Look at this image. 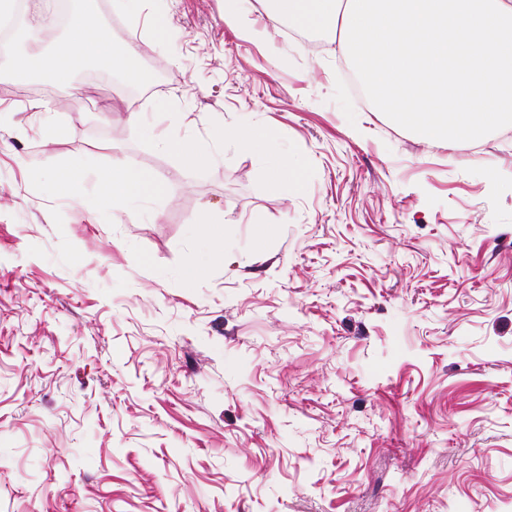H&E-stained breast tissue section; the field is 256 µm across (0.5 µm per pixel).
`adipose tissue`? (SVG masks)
I'll use <instances>...</instances> for the list:
<instances>
[{
	"label": "adipose tissue",
	"mask_w": 512,
	"mask_h": 512,
	"mask_svg": "<svg viewBox=\"0 0 512 512\" xmlns=\"http://www.w3.org/2000/svg\"><path fill=\"white\" fill-rule=\"evenodd\" d=\"M44 32L51 37L50 50L40 55L12 54L10 66L16 74L38 75L64 85L81 72L101 65L131 81L142 79L132 49L114 42L85 13L71 17L63 37H54L49 25L45 26ZM100 184L103 199L114 209L167 190L166 183L158 176L135 168L128 159L121 157L113 158L111 167L101 174Z\"/></svg>",
	"instance_id": "1"
}]
</instances>
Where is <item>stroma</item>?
<instances>
[{"label": "stroma", "instance_id": "35a3bbf8", "mask_svg": "<svg viewBox=\"0 0 512 512\" xmlns=\"http://www.w3.org/2000/svg\"><path fill=\"white\" fill-rule=\"evenodd\" d=\"M55 4L23 0L8 51L45 49ZM66 10L156 78L0 67V512H512V126L420 138L332 38L244 35L224 0ZM241 125L297 181L221 138ZM117 151L167 194L104 206ZM205 215L222 254L190 282ZM163 146L168 153L177 157L185 168L203 165L212 157V153L206 147L175 136H165Z\"/></svg>", "mask_w": 512, "mask_h": 512}]
</instances>
